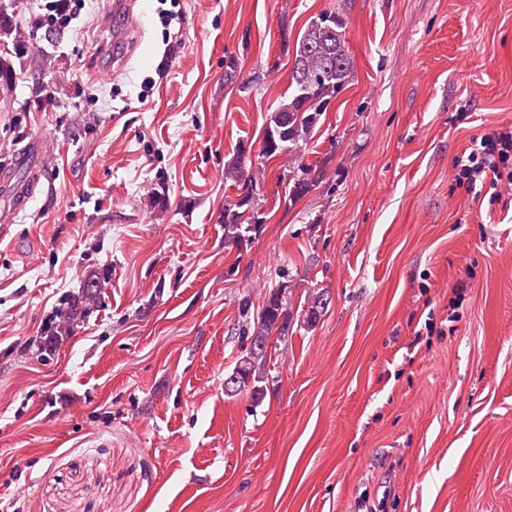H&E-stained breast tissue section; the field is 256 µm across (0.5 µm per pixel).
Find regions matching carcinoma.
Masks as SVG:
<instances>
[{
	"mask_svg": "<svg viewBox=\"0 0 512 512\" xmlns=\"http://www.w3.org/2000/svg\"><path fill=\"white\" fill-rule=\"evenodd\" d=\"M17 0H0V41L13 42V51L0 54V89L9 91L15 82L14 60L23 58L24 46L14 23ZM347 13L336 7L322 10L310 17L296 42L288 95L270 112L266 120L262 147L258 158L270 160L282 154L294 158L288 171V200L305 197L323 181V166L304 161L302 151L320 124L321 117L347 88L355 76L354 59L349 53L346 33ZM246 148L242 147L224 164L225 179L244 187L253 184L249 177ZM267 222L258 208L255 196L239 193L236 200L224 204V244L242 248ZM290 276L271 289L256 317L249 318V304L242 306L248 318L242 334L249 345L236 359L231 374L249 380L247 390L254 404L264 396L259 383L265 377L270 338L288 335L297 325L311 330L328 306L323 292H309L302 309H293L288 291Z\"/></svg>",
	"mask_w": 512,
	"mask_h": 512,
	"instance_id": "1",
	"label": "carcinoma"
}]
</instances>
